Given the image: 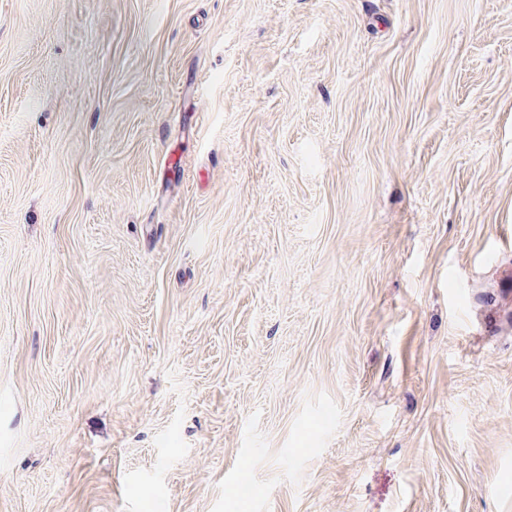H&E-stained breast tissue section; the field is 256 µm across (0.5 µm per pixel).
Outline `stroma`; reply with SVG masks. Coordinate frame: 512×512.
<instances>
[{"label":"stroma","instance_id":"stroma-1","mask_svg":"<svg viewBox=\"0 0 512 512\" xmlns=\"http://www.w3.org/2000/svg\"><path fill=\"white\" fill-rule=\"evenodd\" d=\"M0 512H512V0H0Z\"/></svg>","mask_w":512,"mask_h":512}]
</instances>
